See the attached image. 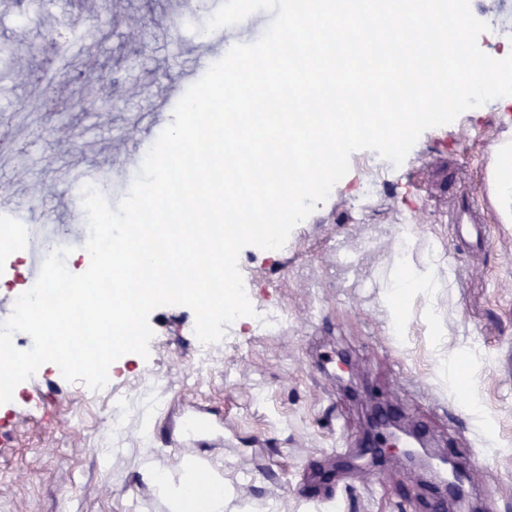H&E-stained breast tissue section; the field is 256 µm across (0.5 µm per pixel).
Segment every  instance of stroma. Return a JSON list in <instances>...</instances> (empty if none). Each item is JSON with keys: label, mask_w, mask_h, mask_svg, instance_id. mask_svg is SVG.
Returning a JSON list of instances; mask_svg holds the SVG:
<instances>
[{"label": "stroma", "mask_w": 512, "mask_h": 512, "mask_svg": "<svg viewBox=\"0 0 512 512\" xmlns=\"http://www.w3.org/2000/svg\"><path fill=\"white\" fill-rule=\"evenodd\" d=\"M178 2L0 0V46L13 51L0 122L14 131L0 169L21 207L67 224L78 195L69 177L133 182L125 148L172 122L166 98L184 88L185 56L215 11L202 0L181 14ZM500 2L470 0L490 26L478 39L487 53L512 35ZM43 83L76 111H43L33 101ZM492 138L512 139V105L490 102L426 130L397 167L354 152L282 248L245 247L238 267L251 304L256 314L283 309L282 331L267 333L255 314L204 345L190 308L164 306L149 316V357L118 359L102 390L65 381L53 364L20 383L0 405V512H169L143 473L175 477L193 459L230 488L224 512H435L431 470L366 454L371 392L432 452L458 457L474 478L472 512H512V223L482 189ZM371 176L374 195L358 205ZM470 209L484 214L476 234L454 224ZM410 271L428 272L431 287L395 293ZM116 410L126 416L119 436ZM186 415L218 425L188 443Z\"/></svg>", "instance_id": "obj_1"}]
</instances>
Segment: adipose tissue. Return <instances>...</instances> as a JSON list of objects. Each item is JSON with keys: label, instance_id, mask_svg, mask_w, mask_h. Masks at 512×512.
<instances>
[{"label": "adipose tissue", "instance_id": "obj_1", "mask_svg": "<svg viewBox=\"0 0 512 512\" xmlns=\"http://www.w3.org/2000/svg\"><path fill=\"white\" fill-rule=\"evenodd\" d=\"M144 478L169 501L172 512H224L222 480L199 466H186L177 481L159 470L145 472Z\"/></svg>", "mask_w": 512, "mask_h": 512}]
</instances>
